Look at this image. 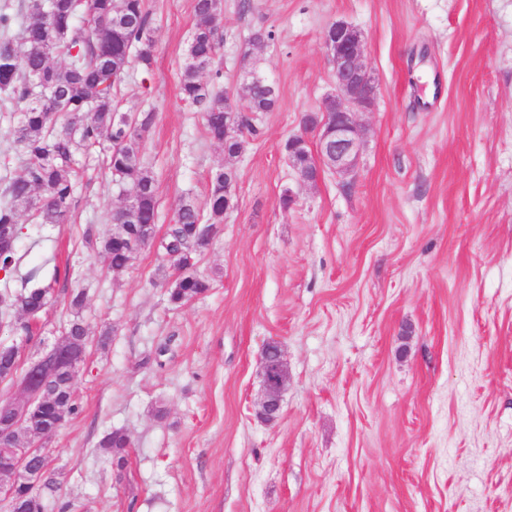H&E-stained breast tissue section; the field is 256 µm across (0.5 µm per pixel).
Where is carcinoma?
<instances>
[{
	"label": "carcinoma",
	"instance_id": "obj_1",
	"mask_svg": "<svg viewBox=\"0 0 512 512\" xmlns=\"http://www.w3.org/2000/svg\"><path fill=\"white\" fill-rule=\"evenodd\" d=\"M196 23L181 69L182 100L202 112L205 130L213 141L234 155L241 142L224 140V113L233 111L224 94L213 91L202 80L221 47L219 36L222 0H194ZM14 18L0 9V92L19 105L14 126V145L24 160L22 173L4 183L0 191V269L15 270L19 216L33 212L39 224H66L74 205L76 157L95 151L106 153L112 180L129 185L132 196L112 214V223L123 231L109 235L101 252L112 270L128 266L131 252L155 233L157 200L155 179L139 156L140 141L152 125L155 113H140L130 124L117 116V88L132 62L151 65L155 49L150 12L145 0H45L41 7H28L22 27L24 52L17 53L8 33ZM276 104V93L265 82L252 86L249 109L268 112ZM217 172L211 181L205 207L214 218L224 216V177ZM213 225L203 222L200 209L187 203L179 208L175 224L160 242L168 253H181L185 273L170 290V300L185 302L203 294L209 285L193 272V259L206 244ZM53 285L21 278V289L4 296L26 312L51 296ZM19 365V355L10 344L0 345V371ZM79 412L73 381L63 373L52 380L47 399L33 417L35 431H45L62 416ZM99 447L124 466L131 442L113 430ZM37 512L45 500L58 492L56 480L45 471L41 482L27 488Z\"/></svg>",
	"mask_w": 512,
	"mask_h": 512
}]
</instances>
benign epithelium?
Segmentation results:
<instances>
[{
    "mask_svg": "<svg viewBox=\"0 0 512 512\" xmlns=\"http://www.w3.org/2000/svg\"><path fill=\"white\" fill-rule=\"evenodd\" d=\"M323 42L333 67V88L322 101L324 118L320 125L307 126L315 132L317 156L312 158L313 168L299 171L306 184L318 180L325 168L344 178L355 172L363 146L357 114L372 105L377 91L364 62L361 30L337 21L325 30ZM83 358L82 347L64 335L30 362L24 374H10L12 381L19 383L21 397H0V512H24L26 498L21 490L37 484L50 465V455L43 446L45 435H36L30 428L33 405L47 397V385L58 372L76 375ZM260 368V413L272 421L288 385V369L283 355L273 360L267 352L261 357Z\"/></svg>",
    "mask_w": 512,
    "mask_h": 512,
    "instance_id": "benign-epithelium-1",
    "label": "benign epithelium"
}]
</instances>
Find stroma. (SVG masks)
<instances>
[{"mask_svg": "<svg viewBox=\"0 0 512 512\" xmlns=\"http://www.w3.org/2000/svg\"><path fill=\"white\" fill-rule=\"evenodd\" d=\"M242 1L223 0L203 79L243 109L254 71L278 103L236 156L179 95L193 0H146L153 62L117 91L119 113L155 114L141 160L157 239L215 172L236 174L195 258L206 294L170 302L179 259L156 243L108 268L99 242L131 189L102 155L77 158L69 223L19 219L22 272L55 289L21 365L73 317L89 332L80 411L45 440L46 512H512V0ZM339 20L363 31L377 93L355 176L305 185L285 145L332 89L323 34ZM270 343L288 388L268 422ZM114 430L131 441L120 470L98 446Z\"/></svg>", "mask_w": 512, "mask_h": 512, "instance_id": "35a3bbf8", "label": "stroma"}]
</instances>
